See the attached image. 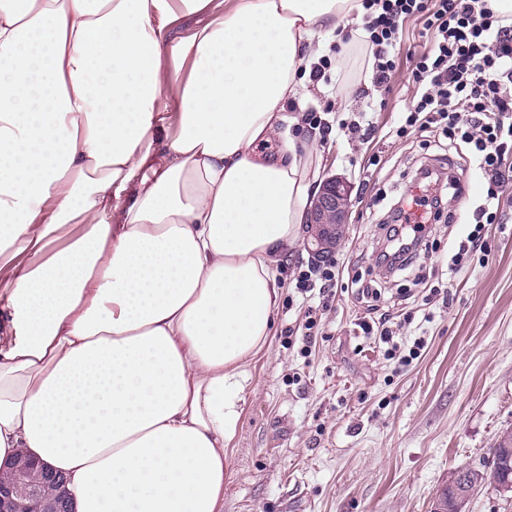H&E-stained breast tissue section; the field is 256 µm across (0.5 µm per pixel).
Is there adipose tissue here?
<instances>
[{"instance_id":"obj_1","label":"adipose tissue","mask_w":512,"mask_h":512,"mask_svg":"<svg viewBox=\"0 0 512 512\" xmlns=\"http://www.w3.org/2000/svg\"><path fill=\"white\" fill-rule=\"evenodd\" d=\"M364 12L0 0V464L64 475L73 512H224L321 166L285 107Z\"/></svg>"}]
</instances>
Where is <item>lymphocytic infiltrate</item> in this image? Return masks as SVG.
<instances>
[{"label": "lymphocytic infiltrate", "mask_w": 512, "mask_h": 512, "mask_svg": "<svg viewBox=\"0 0 512 512\" xmlns=\"http://www.w3.org/2000/svg\"><path fill=\"white\" fill-rule=\"evenodd\" d=\"M366 13L362 29L373 57L375 86H389L399 64L403 27L415 20L422 26L428 48L414 57L411 70L416 92L403 109L390 136H419L422 151L439 148L465 152L482 175L484 195L475 207V225L458 244L448 266L458 273L465 257L487 253L485 227L500 223L503 188L512 182V13L493 8L491 0H363ZM418 195L402 194L393 205L389 221L379 226L386 243L381 257L391 272L413 269L420 255L438 251L424 224L452 222L449 200H461L466 187L447 172L419 165L408 179ZM295 288L303 302L312 295L330 300L350 292L380 299L381 292L366 284L362 274L345 280L338 263L313 265L300 271ZM390 316L360 319L365 338L385 344L387 358L407 365L424 347L415 341L401 352L390 327Z\"/></svg>", "instance_id": "obj_1"}]
</instances>
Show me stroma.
I'll return each instance as SVG.
<instances>
[{
  "label": "stroma",
  "mask_w": 512,
  "mask_h": 512,
  "mask_svg": "<svg viewBox=\"0 0 512 512\" xmlns=\"http://www.w3.org/2000/svg\"><path fill=\"white\" fill-rule=\"evenodd\" d=\"M319 56L327 61L323 87L307 85L287 114L311 109L332 124L368 117L388 128L414 97L409 63L384 89L365 73L363 54L337 59L329 42ZM300 140L323 157L322 176L343 175L354 189L347 234L335 253L346 272L371 271L382 288L379 313L421 305L413 274L392 275L377 264V224L403 190L404 172L421 158L416 139ZM372 153L385 165L364 171ZM428 163L449 166L469 196L449 202L457 221L433 225L440 249L422 261L428 283L447 289L450 305H433L425 328L397 329L407 347L424 337L421 357L401 366L365 341L356 321L368 306L351 294L321 311L323 336L302 356L288 344V327L305 311L289 305L295 290L286 288L273 335L247 367L241 419L227 446L224 512H431L459 468H481L500 436L512 432V184L504 191V222L488 230L490 253L475 254L448 277L446 263L473 229L484 187L463 155Z\"/></svg>",
  "instance_id": "35a3bbf8"
}]
</instances>
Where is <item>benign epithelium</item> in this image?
Masks as SVG:
<instances>
[{
    "mask_svg": "<svg viewBox=\"0 0 512 512\" xmlns=\"http://www.w3.org/2000/svg\"><path fill=\"white\" fill-rule=\"evenodd\" d=\"M351 185L339 176L326 179L307 210L304 247L312 258L332 255L346 235L351 205ZM0 479V512H62L65 485L37 471L19 456Z\"/></svg>",
    "mask_w": 512,
    "mask_h": 512,
    "instance_id": "7a95c632",
    "label": "benign epithelium"
}]
</instances>
